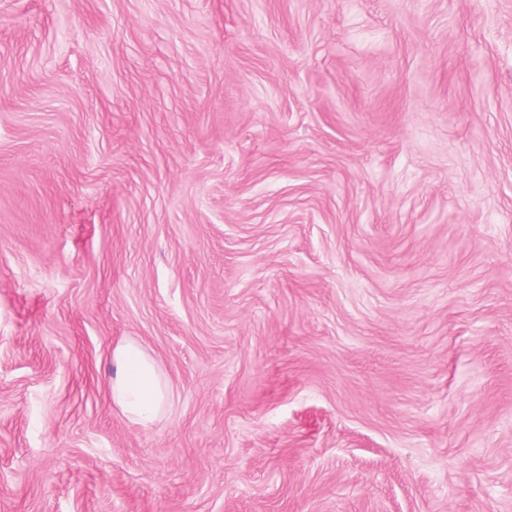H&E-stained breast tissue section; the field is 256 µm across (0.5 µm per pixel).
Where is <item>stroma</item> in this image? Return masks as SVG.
Here are the masks:
<instances>
[{
  "label": "stroma",
  "instance_id": "1",
  "mask_svg": "<svg viewBox=\"0 0 512 512\" xmlns=\"http://www.w3.org/2000/svg\"><path fill=\"white\" fill-rule=\"evenodd\" d=\"M0 512H512V0H0ZM112 403L131 421L147 425L166 409L167 381L140 342L127 339L112 350Z\"/></svg>",
  "mask_w": 512,
  "mask_h": 512
}]
</instances>
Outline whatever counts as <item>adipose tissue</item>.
Segmentation results:
<instances>
[{"label": "adipose tissue", "mask_w": 512, "mask_h": 512, "mask_svg": "<svg viewBox=\"0 0 512 512\" xmlns=\"http://www.w3.org/2000/svg\"><path fill=\"white\" fill-rule=\"evenodd\" d=\"M112 402L131 421L149 424L166 409L167 381L140 342L127 339L112 350Z\"/></svg>", "instance_id": "obj_1"}]
</instances>
